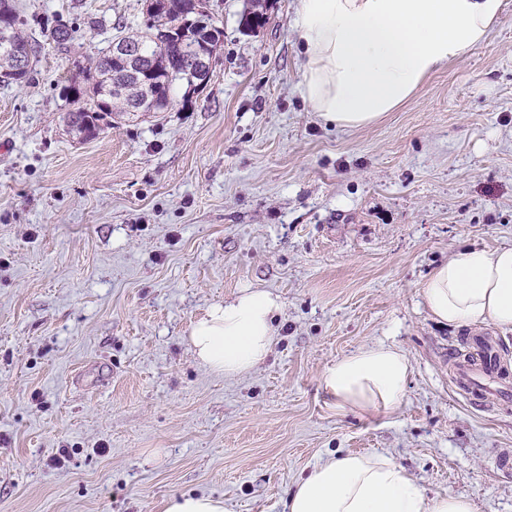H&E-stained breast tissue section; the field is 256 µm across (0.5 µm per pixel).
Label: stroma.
I'll return each mask as SVG.
<instances>
[{"label": "stroma", "instance_id": "1", "mask_svg": "<svg viewBox=\"0 0 512 512\" xmlns=\"http://www.w3.org/2000/svg\"><path fill=\"white\" fill-rule=\"evenodd\" d=\"M26 35L62 20L0 84V512H164L176 494L283 512L340 453L392 456L428 495L512 512V401L471 403L427 312L424 278L457 250L512 246V0L487 40L374 124L340 129L299 91L295 0H210L224 42L191 105L63 121L75 61L142 21L141 0H15ZM283 307L250 374L201 365L191 326L240 289ZM383 343L412 367L390 412L337 413L319 375Z\"/></svg>", "mask_w": 512, "mask_h": 512}]
</instances>
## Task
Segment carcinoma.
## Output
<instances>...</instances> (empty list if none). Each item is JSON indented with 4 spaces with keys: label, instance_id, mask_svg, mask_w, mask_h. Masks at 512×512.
<instances>
[{
    "label": "carcinoma",
    "instance_id": "obj_1",
    "mask_svg": "<svg viewBox=\"0 0 512 512\" xmlns=\"http://www.w3.org/2000/svg\"><path fill=\"white\" fill-rule=\"evenodd\" d=\"M153 0H142L143 22L137 30L118 36L116 43L132 46L141 66L136 79L126 77L125 61L112 57V49L89 66H79L78 77L84 84H71L63 88L65 98L74 108L65 115L71 131L84 138L94 137L101 130L100 122L114 114L129 111L132 102L144 104L146 100L160 103L144 111H164L174 105L186 106L185 97H174V90L186 79L193 65L195 46L200 30L210 32L209 42L221 46L224 29L209 12L208 0H168L152 7ZM26 21L21 17L12 0H0V33L8 35L0 40V69L4 70L0 83L14 82L11 69L14 62L25 61L24 69L17 72L22 81L30 79L32 65L37 58L40 44L23 34Z\"/></svg>",
    "mask_w": 512,
    "mask_h": 512
}]
</instances>
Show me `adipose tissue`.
I'll return each mask as SVG.
<instances>
[{
  "instance_id": "obj_1",
  "label": "adipose tissue",
  "mask_w": 512,
  "mask_h": 512,
  "mask_svg": "<svg viewBox=\"0 0 512 512\" xmlns=\"http://www.w3.org/2000/svg\"><path fill=\"white\" fill-rule=\"evenodd\" d=\"M502 0H297L292 28L305 55L302 96L342 129L371 125L407 101L448 59L483 43ZM422 295L433 319L454 327L512 328V246H468L434 269ZM282 303L242 289L196 321V359L233 378L269 355ZM411 364L397 347L372 345L337 358L319 382L337 413L388 412L406 396ZM283 512H475L466 496L427 495L391 456L338 455L313 467Z\"/></svg>"
}]
</instances>
